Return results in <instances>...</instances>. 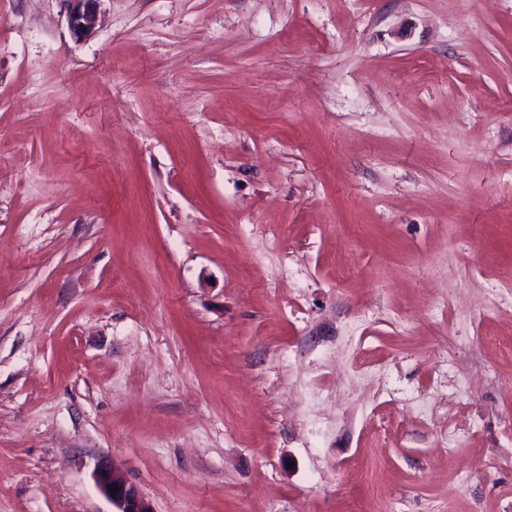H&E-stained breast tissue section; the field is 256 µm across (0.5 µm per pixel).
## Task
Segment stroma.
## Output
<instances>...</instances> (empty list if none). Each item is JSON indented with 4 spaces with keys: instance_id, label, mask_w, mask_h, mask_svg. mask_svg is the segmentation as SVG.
Returning a JSON list of instances; mask_svg holds the SVG:
<instances>
[{
    "instance_id": "35a3bbf8",
    "label": "stroma",
    "mask_w": 512,
    "mask_h": 512,
    "mask_svg": "<svg viewBox=\"0 0 512 512\" xmlns=\"http://www.w3.org/2000/svg\"><path fill=\"white\" fill-rule=\"evenodd\" d=\"M0 0V512H512V0ZM68 2L66 25L72 38L81 42L96 30L104 0H65ZM94 478L101 492L115 508L113 512H154L151 503L139 488L110 466L98 465ZM111 486L118 487V492L113 493Z\"/></svg>"
}]
</instances>
